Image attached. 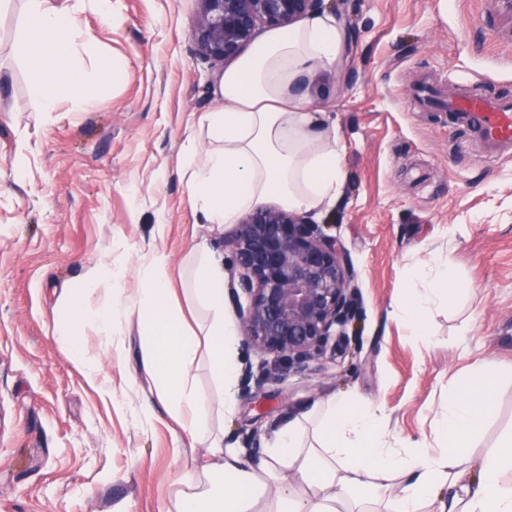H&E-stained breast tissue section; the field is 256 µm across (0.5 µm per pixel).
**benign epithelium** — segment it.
Instances as JSON below:
<instances>
[{
	"instance_id": "obj_1",
	"label": "benign epithelium",
	"mask_w": 512,
	"mask_h": 512,
	"mask_svg": "<svg viewBox=\"0 0 512 512\" xmlns=\"http://www.w3.org/2000/svg\"><path fill=\"white\" fill-rule=\"evenodd\" d=\"M324 2L200 0L196 53L232 62L252 43L258 26L286 28ZM224 246L235 256L239 288L251 298L239 313L244 342L297 372L309 370L351 317L354 271L342 246L304 213L267 206L246 214Z\"/></svg>"
}]
</instances>
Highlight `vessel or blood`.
<instances>
[{"mask_svg":"<svg viewBox=\"0 0 512 512\" xmlns=\"http://www.w3.org/2000/svg\"><path fill=\"white\" fill-rule=\"evenodd\" d=\"M448 109L483 142L489 157L512 147V100H492L460 85Z\"/></svg>","mask_w":512,"mask_h":512,"instance_id":"vessel-or-blood-1","label":"vessel or blood"}]
</instances>
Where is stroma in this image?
<instances>
[{"mask_svg": "<svg viewBox=\"0 0 512 512\" xmlns=\"http://www.w3.org/2000/svg\"><path fill=\"white\" fill-rule=\"evenodd\" d=\"M100 16L79 0L91 51L75 60L89 81L82 112L41 115L30 71L49 67L24 40L23 0L0 7V512H173L205 453L164 411L141 363L136 323L105 361L103 395L55 335L54 292L100 262L111 243L136 259L148 246L180 262L207 242L232 269L231 225L200 224L181 172L197 120L223 106L224 65L199 57V0H112ZM347 32L332 64L314 70L306 99L330 116L343 147L339 202L311 211L345 247L355 272V319L309 370L237 347L239 368L267 370L250 390L224 389L199 352L189 378L210 405L225 447L257 461L282 423L332 397L381 404L390 442L437 450L435 423L448 387L478 359L512 364V152L489 161L475 134L416 84L445 94L458 82L512 98V7L488 0H338L328 11ZM130 78L112 83L114 64ZM28 166L16 177L18 143ZM448 258L471 285L428 319L420 338L390 317L411 268ZM479 452L512 430V376Z\"/></svg>", "mask_w": 512, "mask_h": 512, "instance_id": "stroma-1", "label": "stroma"}]
</instances>
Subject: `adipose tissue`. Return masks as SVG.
I'll list each match as a JSON object with an SVG mask.
<instances>
[{
	"label": "adipose tissue",
	"instance_id": "1",
	"mask_svg": "<svg viewBox=\"0 0 512 512\" xmlns=\"http://www.w3.org/2000/svg\"><path fill=\"white\" fill-rule=\"evenodd\" d=\"M24 9L27 43L53 60L51 70L31 73L41 112H54L63 101L83 111L86 98L71 56L77 37L70 0H24ZM344 40L336 19L315 16L269 31L225 70L223 108L200 119L206 143L191 138L183 146L189 200L204 223L234 224L270 201L304 211L337 202L344 183L341 149L320 110L308 105L303 86L314 69L338 60ZM413 280L393 314L422 336L429 314L468 287L435 259L418 266ZM224 288V262L204 245L177 265L156 247L134 265L108 256L61 288L57 334L94 382L101 364L86 351L85 324H93L108 355L123 322L137 319L143 367L167 414L185 423L192 437H204L208 411L188 370L204 345L214 379L227 389L235 381L239 328L225 311ZM189 310L202 320L199 331L188 327ZM502 373L478 361L468 369L465 389L449 388L436 429L442 447L432 456L416 442L396 449L382 406L343 398L284 423L256 466L225 455L223 440H212L209 457L194 463L205 485L182 494L176 512H512V433L481 457L473 455L493 416L490 397ZM285 469L297 471L300 485L278 480ZM397 481L402 495L389 497ZM264 502L269 510H261Z\"/></svg>",
	"mask_w": 512,
	"mask_h": 512
}]
</instances>
